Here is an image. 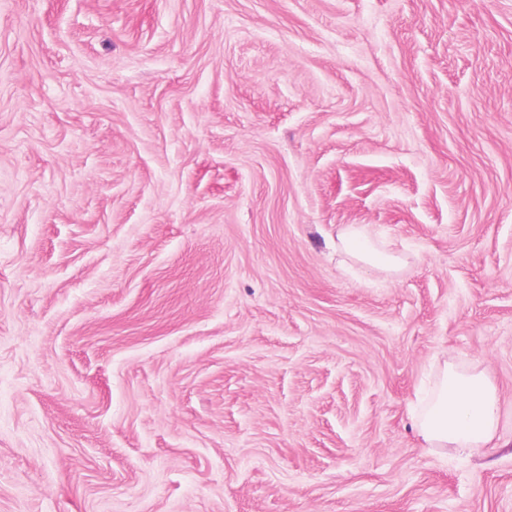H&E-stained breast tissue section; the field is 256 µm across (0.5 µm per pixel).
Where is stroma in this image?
Instances as JSON below:
<instances>
[{"label":"stroma","mask_w":512,"mask_h":512,"mask_svg":"<svg viewBox=\"0 0 512 512\" xmlns=\"http://www.w3.org/2000/svg\"><path fill=\"white\" fill-rule=\"evenodd\" d=\"M0 512H512V0H0ZM336 249L343 250L370 266L395 270L402 265L401 257L377 248L369 230L364 225L351 224L343 228L337 235ZM427 448L485 455L498 426V398L482 373L459 372L445 360L424 404L409 411Z\"/></svg>","instance_id":"obj_1"}]
</instances>
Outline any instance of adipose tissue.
Returning a JSON list of instances; mask_svg holds the SVG:
<instances>
[{
  "mask_svg": "<svg viewBox=\"0 0 512 512\" xmlns=\"http://www.w3.org/2000/svg\"><path fill=\"white\" fill-rule=\"evenodd\" d=\"M336 247L370 266L395 270L402 265L401 257L377 248L363 225L343 228ZM409 416L428 447L484 455L492 449L498 426V398L483 374L461 372L447 362L428 399Z\"/></svg>",
  "mask_w": 512,
  "mask_h": 512,
  "instance_id": "adipose-tissue-1",
  "label": "adipose tissue"
}]
</instances>
